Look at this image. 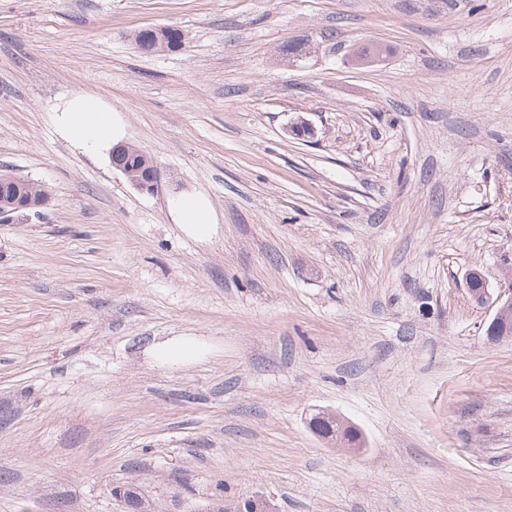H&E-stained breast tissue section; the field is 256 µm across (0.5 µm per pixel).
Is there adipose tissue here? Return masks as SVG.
<instances>
[{"label": "adipose tissue", "instance_id": "ef3b65f1", "mask_svg": "<svg viewBox=\"0 0 512 512\" xmlns=\"http://www.w3.org/2000/svg\"><path fill=\"white\" fill-rule=\"evenodd\" d=\"M61 125L67 138L85 149L111 145L118 134L112 112L87 94L76 96L64 105Z\"/></svg>", "mask_w": 512, "mask_h": 512}]
</instances>
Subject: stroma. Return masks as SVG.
Returning a JSON list of instances; mask_svg holds the SVG:
<instances>
[{"instance_id": "1", "label": "stroma", "mask_w": 512, "mask_h": 512, "mask_svg": "<svg viewBox=\"0 0 512 512\" xmlns=\"http://www.w3.org/2000/svg\"><path fill=\"white\" fill-rule=\"evenodd\" d=\"M81 94L157 191L68 140ZM1 172L50 198L0 224V512H512V339L467 289L512 276V0H0ZM160 36L156 38L154 36L155 30L148 29L142 30L135 35V42L138 47L142 44H147V49L144 53H156L160 51H171L178 48L183 39V33L176 28H161L159 30ZM159 45L158 49L154 47ZM154 49V50H153ZM113 165L120 169L123 174L128 177L129 182L138 190L147 193H154L158 190L160 182L159 169L152 159L146 161L147 168L142 176L136 175L135 173L116 166L115 164ZM176 214L183 224H189L197 235H206L212 224L210 207L205 199L199 196L181 198L175 207ZM318 422L319 427L323 433V438L330 441H336V443L343 444L342 442H352L354 436L361 440V434L359 430L352 424H349L347 420L336 416V414L328 412H319Z\"/></svg>"}]
</instances>
